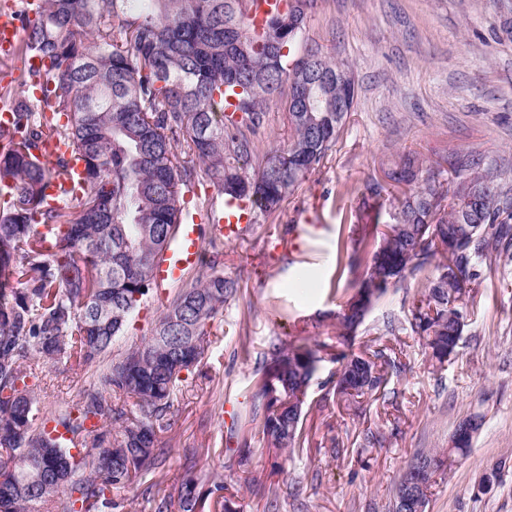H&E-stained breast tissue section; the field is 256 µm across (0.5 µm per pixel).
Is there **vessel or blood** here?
<instances>
[{"instance_id": "vessel-or-blood-1", "label": "vessel or blood", "mask_w": 512, "mask_h": 512, "mask_svg": "<svg viewBox=\"0 0 512 512\" xmlns=\"http://www.w3.org/2000/svg\"><path fill=\"white\" fill-rule=\"evenodd\" d=\"M281 0H246L248 22L252 33H261L265 20L273 11L282 9ZM21 37V27L11 10L0 11V53L10 52ZM71 159L70 170L73 176H81L83 162L74 156L67 141L60 138L48 140L40 153V160L49 164L59 156ZM253 221L250 206L236 199H225L223 216L207 215L206 219L191 217L180 225L178 232L167 250L156 261L157 285L161 288L173 286L185 270L194 268L198 262L202 231L226 241H236L246 237Z\"/></svg>"}]
</instances>
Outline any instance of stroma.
I'll return each instance as SVG.
<instances>
[{
  "label": "stroma",
  "instance_id": "1",
  "mask_svg": "<svg viewBox=\"0 0 512 512\" xmlns=\"http://www.w3.org/2000/svg\"><path fill=\"white\" fill-rule=\"evenodd\" d=\"M304 38L349 63L354 107L323 165L278 210L255 213L245 240L225 244L221 270L239 290L211 327L203 366L173 398L153 492H173L191 467L223 481L242 512H275L262 492L270 484L282 489L276 512H388L413 456L449 447L459 422L476 417L482 427L467 456L438 477L430 512H512V265L481 268L450 363L433 366L419 336L390 337L405 366L389 383L394 401L348 405L326 396L337 364L325 359L309 389L317 406L300 457L268 452L249 418L272 340L335 343L336 314L363 275L362 267H339L338 245L382 231L406 190L388 177L401 156L419 157L447 183L456 155L471 154L512 189V0H316ZM288 97L281 91L271 103L260 151L287 146ZM370 182L384 192L351 222ZM168 298L151 289L113 353L150 335ZM28 384L46 412L79 402L94 379L61 362ZM369 431L381 445L359 449ZM243 442L252 448L245 463L234 452Z\"/></svg>",
  "mask_w": 512,
  "mask_h": 512
}]
</instances>
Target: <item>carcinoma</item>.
<instances>
[{
  "label": "carcinoma",
  "mask_w": 512,
  "mask_h": 512,
  "mask_svg": "<svg viewBox=\"0 0 512 512\" xmlns=\"http://www.w3.org/2000/svg\"><path fill=\"white\" fill-rule=\"evenodd\" d=\"M243 2L15 0L22 38L10 60L23 81L0 86V105L15 119L0 132V512H39L61 492L70 512L97 502L116 509L106 494L148 482L176 382L204 361L210 326L236 294L235 281L214 271L179 289L151 336L96 370L130 406L93 391L42 420L26 378L46 362L97 366L155 284L157 257L191 213L182 188L198 174L219 193L273 212L336 144L355 80L342 60L295 53L312 0H286L261 36L250 32ZM290 19L301 24L294 35ZM34 55L44 61L38 72L28 68ZM301 64L310 70L307 95L287 102L288 147L244 167L257 151L251 135ZM34 79L44 87L40 100L27 89ZM226 95L236 99V120L216 117ZM55 134L83 160L85 189L51 207L45 189L65 176L67 161L47 165L37 152ZM454 169L450 192L413 156L389 173L408 191L388 212L354 291L375 305L418 278L411 318L386 315L382 335L420 336L438 364L458 353L474 266L508 255L512 243V198L496 176L467 155ZM337 319L336 340L351 350L334 356L336 395L353 402L384 393L400 373L393 348L376 338L352 350L365 322L353 299ZM326 348L307 339L270 344L255 391L264 412L251 418L268 447L294 456L308 443V390ZM469 448L420 453L403 476L416 478L422 460L440 474ZM212 497L224 512H239L223 483L193 473L177 503L163 497L154 512H204Z\"/></svg>",
  "instance_id": "1"
}]
</instances>
